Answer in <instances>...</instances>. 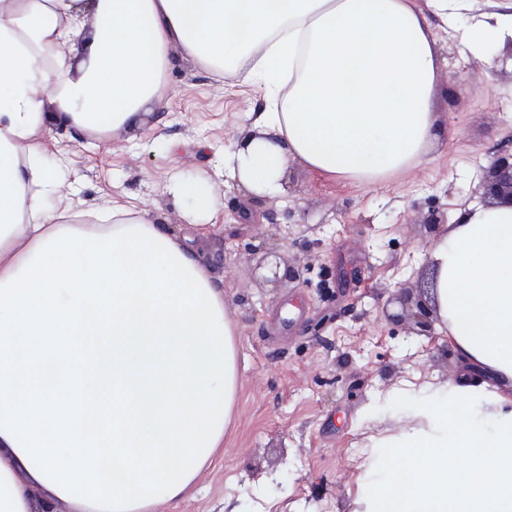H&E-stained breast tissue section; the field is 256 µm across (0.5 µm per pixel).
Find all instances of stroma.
<instances>
[{"label": "stroma", "instance_id": "35a3bbf8", "mask_svg": "<svg viewBox=\"0 0 512 512\" xmlns=\"http://www.w3.org/2000/svg\"><path fill=\"white\" fill-rule=\"evenodd\" d=\"M506 0H468L457 30L433 26L443 62L433 110L438 148L404 172L357 183L290 162L287 191L258 196L223 173L225 154L258 124L269 99L257 84L218 77L172 52L165 99L141 129L86 133L56 125L48 163L87 208L116 199L172 231L189 209L167 192L172 175L207 177L220 191L222 229L197 241L224 287L236 328L240 390L234 427L184 497L158 512H355L368 437L405 425L386 394L437 384L463 362L442 324L416 333L393 297L422 299L428 256L443 227L432 214L480 202L483 172L512 151V43L487 58L462 54L460 29ZM64 155H57V147ZM302 269L300 280L254 277L259 240Z\"/></svg>", "mask_w": 512, "mask_h": 512}]
</instances>
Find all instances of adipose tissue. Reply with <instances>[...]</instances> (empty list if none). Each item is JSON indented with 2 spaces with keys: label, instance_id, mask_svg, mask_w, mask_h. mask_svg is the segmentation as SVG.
Listing matches in <instances>:
<instances>
[{
  "label": "adipose tissue",
  "instance_id": "1",
  "mask_svg": "<svg viewBox=\"0 0 512 512\" xmlns=\"http://www.w3.org/2000/svg\"><path fill=\"white\" fill-rule=\"evenodd\" d=\"M0 0V512L33 488L77 512H149L224 446L238 395L224 291L190 236L112 203L51 208L53 124L121 132L161 101L172 51L287 88L226 158L248 191L288 164L352 182L405 170L437 144L431 16L465 0ZM512 11L461 35L480 56ZM195 214L209 181L176 178ZM432 302L494 384L403 387L409 427L370 437L362 512H512V205L459 211L430 251Z\"/></svg>",
  "mask_w": 512,
  "mask_h": 512
}]
</instances>
